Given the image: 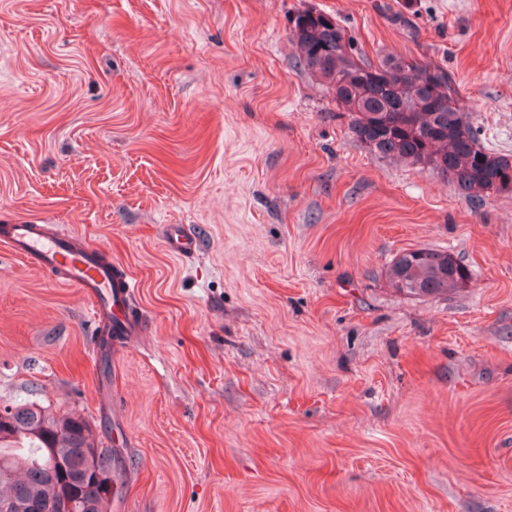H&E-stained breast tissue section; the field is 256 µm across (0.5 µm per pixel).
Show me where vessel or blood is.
Wrapping results in <instances>:
<instances>
[{"label": "vessel or blood", "instance_id": "vessel-or-blood-1", "mask_svg": "<svg viewBox=\"0 0 512 512\" xmlns=\"http://www.w3.org/2000/svg\"><path fill=\"white\" fill-rule=\"evenodd\" d=\"M0 240L12 253L37 268L55 273L57 281L79 288L94 303L97 326L111 325L116 336L139 333L143 321L134 312L137 283L120 264L102 259L72 234L47 232L43 225L22 222L0 228ZM166 246L172 253L195 252L197 242L180 225H169Z\"/></svg>", "mask_w": 512, "mask_h": 512}]
</instances>
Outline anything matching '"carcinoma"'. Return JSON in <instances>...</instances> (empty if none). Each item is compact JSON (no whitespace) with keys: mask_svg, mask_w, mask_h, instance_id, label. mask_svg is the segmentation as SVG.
Returning <instances> with one entry per match:
<instances>
[{"mask_svg":"<svg viewBox=\"0 0 512 512\" xmlns=\"http://www.w3.org/2000/svg\"><path fill=\"white\" fill-rule=\"evenodd\" d=\"M299 64L332 92L352 133L383 158H400L451 181L469 197L512 191V155L488 151L460 106L451 76L432 61L359 58L342 27L329 15L304 9L289 16ZM390 286L408 297H441L463 289L466 268L446 251L416 249L397 254L386 270ZM0 421V502L20 512L44 503L81 501L82 512H99L112 498L108 485L92 487L91 470H111L113 449L97 464L90 422L75 413L55 414L36 402L6 407Z\"/></svg>","mask_w":512,"mask_h":512,"instance_id":"cac0c4a2","label":"carcinoma"}]
</instances>
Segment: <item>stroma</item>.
Here are the masks:
<instances>
[{"instance_id":"35a3bbf8","label":"stroma","mask_w":512,"mask_h":512,"mask_svg":"<svg viewBox=\"0 0 512 512\" xmlns=\"http://www.w3.org/2000/svg\"><path fill=\"white\" fill-rule=\"evenodd\" d=\"M307 8L443 66L512 155V0H0V226L103 249L145 320L98 353L91 302L0 243V408L119 437L106 512H512V192L358 141L297 62ZM422 248L467 287L395 292ZM165 242L168 250L178 255L191 254L197 247L196 240L188 236L179 224L168 226ZM390 286L408 297H441L463 289L466 268L446 251L416 249L397 254L386 270Z\"/></svg>"}]
</instances>
